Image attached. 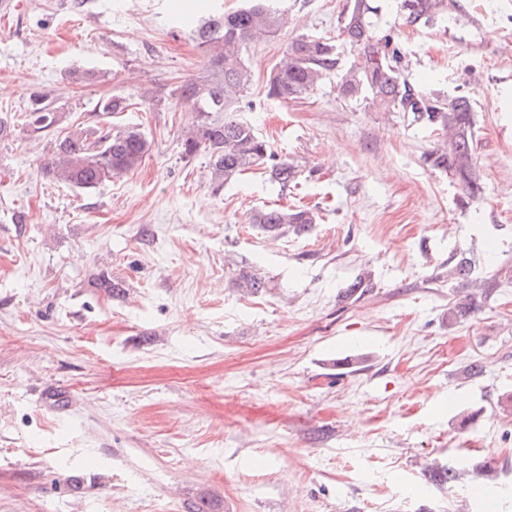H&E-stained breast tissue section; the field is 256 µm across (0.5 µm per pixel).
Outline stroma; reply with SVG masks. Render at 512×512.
Here are the masks:
<instances>
[{
  "mask_svg": "<svg viewBox=\"0 0 512 512\" xmlns=\"http://www.w3.org/2000/svg\"><path fill=\"white\" fill-rule=\"evenodd\" d=\"M459 2L399 41L412 83L473 102L477 202L403 114L332 80L267 96L288 39L335 38L346 0H288V28L247 53L240 115L297 167L284 194L258 169L216 187L182 152L178 88L207 62L171 18L202 0L0 16V512H512V0ZM34 91L52 130L22 124ZM110 94L131 108L102 115ZM92 124L139 126L141 167L90 192L46 177L56 139ZM272 204L320 220L271 238L248 216ZM463 254L499 287L452 323ZM243 269L268 288H238ZM360 273L371 291L344 299ZM448 465L458 481L432 485Z\"/></svg>",
  "mask_w": 512,
  "mask_h": 512,
  "instance_id": "35a3bbf8",
  "label": "stroma"
}]
</instances>
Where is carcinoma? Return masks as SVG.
Listing matches in <instances>:
<instances>
[{
	"mask_svg": "<svg viewBox=\"0 0 512 512\" xmlns=\"http://www.w3.org/2000/svg\"><path fill=\"white\" fill-rule=\"evenodd\" d=\"M281 0H243L236 10L213 14L193 30V39L207 58L208 74L189 79L179 88V96L193 103L196 112L192 127L184 134L183 153L200 152L208 159L214 183L222 185L255 168H261L280 192L288 191L298 170L278 157L272 143L237 115L235 103L249 81L245 63L248 46L261 38L279 34L285 23ZM456 0H390L394 21L383 16V0H347L340 17L339 36L353 51L347 68L339 67L337 45L312 33H300L285 47L286 61L274 66L267 77V95L283 103L308 97L326 79L336 76L338 93L344 100L361 102L377 112H399L445 139L424 156L432 168L450 173L471 200L484 195V186L475 168L476 119L471 98L441 89H421L405 74L404 56L398 44L400 25H434L448 18ZM127 99L110 95L99 102V111L115 115L126 111ZM58 122V113L35 94L23 123L44 132ZM151 142L137 126L116 130L110 126L76 128L58 140L45 164L46 174L82 191H92L102 183L137 170L144 162ZM311 208L262 207L249 216V223L270 235L292 228L307 235L318 223ZM474 262L460 255L449 276L466 290L448 313V322L465 319L498 287L495 280L473 278ZM237 286L256 294L267 288L260 274L242 270ZM370 286L367 275L356 276L343 296L353 299ZM438 485L457 480V471L431 468Z\"/></svg>",
	"mask_w": 512,
	"mask_h": 512,
	"instance_id": "obj_1",
	"label": "carcinoma"
}]
</instances>
